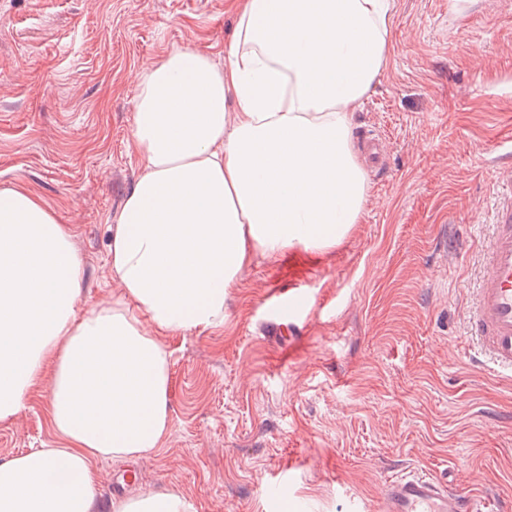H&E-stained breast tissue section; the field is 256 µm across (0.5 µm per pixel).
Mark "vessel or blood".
<instances>
[{
  "label": "vessel or blood",
  "instance_id": "vessel-or-blood-1",
  "mask_svg": "<svg viewBox=\"0 0 512 512\" xmlns=\"http://www.w3.org/2000/svg\"><path fill=\"white\" fill-rule=\"evenodd\" d=\"M469 333L495 369L512 373V194L493 212ZM379 512H490L470 491L425 474L385 484Z\"/></svg>",
  "mask_w": 512,
  "mask_h": 512
}]
</instances>
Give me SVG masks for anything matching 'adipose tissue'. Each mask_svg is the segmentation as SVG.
<instances>
[{
  "mask_svg": "<svg viewBox=\"0 0 512 512\" xmlns=\"http://www.w3.org/2000/svg\"><path fill=\"white\" fill-rule=\"evenodd\" d=\"M394 0H240L223 64L173 50L137 75L144 172L110 238L121 293L86 313L73 234L0 189V423L40 389L59 442L0 462V512H99L95 463L140 458L169 425L161 338L224 323L254 254L334 248L368 193L353 112L392 51ZM109 512H188L173 491Z\"/></svg>",
  "mask_w": 512,
  "mask_h": 512,
  "instance_id": "ef3b65f1",
  "label": "adipose tissue"
}]
</instances>
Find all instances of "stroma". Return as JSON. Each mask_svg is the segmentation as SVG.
Masks as SVG:
<instances>
[{"instance_id": "1", "label": "stroma", "mask_w": 512, "mask_h": 512, "mask_svg": "<svg viewBox=\"0 0 512 512\" xmlns=\"http://www.w3.org/2000/svg\"><path fill=\"white\" fill-rule=\"evenodd\" d=\"M234 0H0V188L37 194L85 260L79 310L119 292L111 226L143 171L138 72L195 49L223 62ZM393 52L354 112L385 145L360 224L326 252L255 255L224 323L164 337L170 426L143 458H103L100 497L172 490L189 512H378L384 484L425 473L512 512V376L465 322L512 175V0H395ZM295 292L296 336L268 298ZM38 395L0 424V462L57 447ZM291 467L280 502L270 488Z\"/></svg>"}]
</instances>
